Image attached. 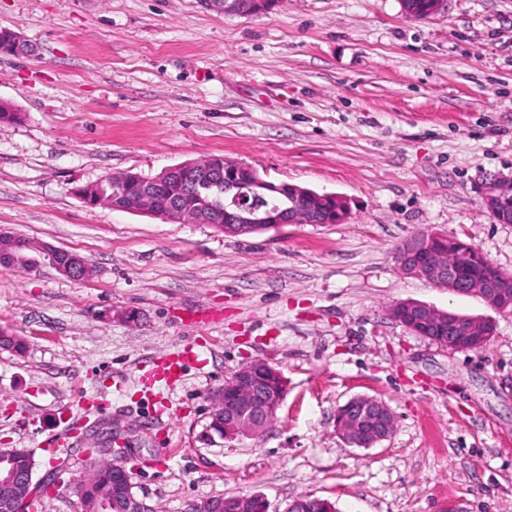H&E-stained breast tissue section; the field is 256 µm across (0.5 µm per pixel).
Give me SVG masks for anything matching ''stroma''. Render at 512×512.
I'll list each match as a JSON object with an SVG mask.
<instances>
[{
	"mask_svg": "<svg viewBox=\"0 0 512 512\" xmlns=\"http://www.w3.org/2000/svg\"><path fill=\"white\" fill-rule=\"evenodd\" d=\"M0 231L71 251L0 266V448L35 453L51 480L39 512H79L75 483L105 432L131 442L136 493L157 512L216 496H300L337 512H512V315L478 352L392 319L416 300L492 316L474 297L403 275L397 250L456 236L512 272V224L477 186L512 178V0H448L405 17L401 0H280L255 17L203 0H0ZM221 155L346 198L341 224L227 237L89 206L78 187ZM136 310L138 324L116 314ZM184 345L174 385L142 377ZM286 380L258 436L210 431L212 397L245 363ZM370 396L395 416L370 448L336 412ZM43 251L50 259L51 264L60 274L74 281L81 280L80 273L85 269V266H83L85 259L83 257L78 254L65 251L67 253V258L63 261H57L58 254L62 250H51L48 248Z\"/></svg>",
	"mask_w": 512,
	"mask_h": 512,
	"instance_id": "stroma-1",
	"label": "stroma"
}]
</instances>
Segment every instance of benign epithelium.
<instances>
[{
  "label": "benign epithelium",
  "instance_id": "obj_1",
  "mask_svg": "<svg viewBox=\"0 0 512 512\" xmlns=\"http://www.w3.org/2000/svg\"><path fill=\"white\" fill-rule=\"evenodd\" d=\"M279 0H203V3L225 14L257 16L272 9ZM447 0H429L428 10L420 11L403 3V12L411 19H424L444 11ZM0 52L28 53L29 46L16 32H0ZM193 179L198 186V203L192 209L173 204L159 211L155 207L158 191L165 190L177 199L181 183ZM224 186V223L217 228L227 236H247L267 232L284 224H320L331 203H336L338 222L349 215L347 200L333 193H319L298 184L275 183L261 176L252 166L225 157L216 158L212 169H203L196 161H186L163 170L157 179L143 183L139 190L137 213H147L184 224H209L213 219L214 202L209 191ZM480 202L493 211L504 195H512V180H503L488 174L478 187ZM437 235H419L406 240L398 250V262L403 274L426 280L448 289L449 292L480 299L497 314H512V274L502 272L494 279L462 278L457 270L444 260L443 246L435 243ZM54 268L62 275L80 280L85 259L67 253L57 260L60 250H45ZM390 315L414 334L429 338L427 328H448L446 347L457 352H475L483 349L495 334V320L490 317H464L450 309H439L429 304L408 300L394 306ZM274 370L269 358H258L242 365L233 374L236 392L224 397V391L214 396L215 406L224 408V438L236 440L259 435L277 412L284 393L275 398L268 395L265 374ZM394 428L393 413L382 401L360 396L351 399L344 412L336 415V430L345 441L356 447L370 448L390 436ZM129 440L108 432L105 447L99 452L112 456L114 476L126 473L123 465L128 455ZM5 482L15 490L6 502L0 503V512H27L31 502L39 496L41 483L34 480L32 470L17 466L6 472ZM267 508L265 500L257 495L239 502L208 503L204 510L192 512H234L238 507L253 508L254 504ZM103 508L112 512H154L145 499L129 496L103 501Z\"/></svg>",
  "mask_w": 512,
  "mask_h": 512
}]
</instances>
